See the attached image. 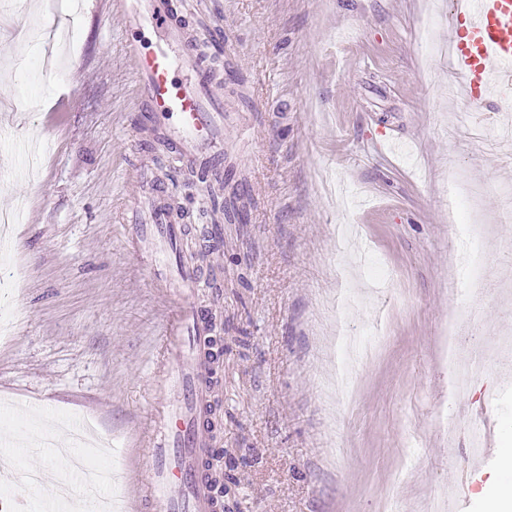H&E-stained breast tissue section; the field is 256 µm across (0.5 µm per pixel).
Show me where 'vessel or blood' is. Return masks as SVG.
<instances>
[{
	"mask_svg": "<svg viewBox=\"0 0 512 512\" xmlns=\"http://www.w3.org/2000/svg\"><path fill=\"white\" fill-rule=\"evenodd\" d=\"M133 25L162 33L164 42L144 50L140 41L124 46L134 65L136 129L140 137L162 138L178 170L224 177V104L213 93L210 71L175 0H123ZM449 39L454 47L452 71L472 100L512 85V0H464L453 9ZM183 69L184 80L173 77ZM141 194L129 209L135 229L128 243L161 269H173L174 301L165 377L183 397L176 410L159 413L151 428L147 454L152 480L140 493L141 512H222L208 462L213 445L211 401L213 364L222 349L213 339V321L195 298L203 282L201 268L177 255V242L189 214L173 209L167 184L155 180L149 166L139 170ZM168 248L158 254L155 244Z\"/></svg>",
	"mask_w": 512,
	"mask_h": 512,
	"instance_id": "1",
	"label": "vessel or blood"
}]
</instances>
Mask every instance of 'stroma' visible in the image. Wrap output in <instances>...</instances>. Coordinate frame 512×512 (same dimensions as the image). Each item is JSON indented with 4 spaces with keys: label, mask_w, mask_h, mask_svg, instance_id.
Masks as SVG:
<instances>
[{
    "label": "stroma",
    "mask_w": 512,
    "mask_h": 512,
    "mask_svg": "<svg viewBox=\"0 0 512 512\" xmlns=\"http://www.w3.org/2000/svg\"><path fill=\"white\" fill-rule=\"evenodd\" d=\"M430 0H191L193 20L225 43L214 90L224 104L228 189L244 220L222 224L203 262L218 280L202 302L216 313L221 385L215 416L224 512H418L444 485L453 512H487L483 486L512 448V362L486 363L466 398L450 393L449 320L475 332L461 356L512 337V296L499 279L512 223L497 220L507 150L449 140L452 69L419 37ZM156 46L113 0H83L64 66L30 86L20 61L0 79V131L45 140L35 167L0 159V205L23 212L1 263L21 274L11 336L0 339V403L45 407L91 425L110 451L114 481L99 497L129 501L148 479L145 434L177 403L163 376L172 302L148 261L126 244L121 219L137 193L128 39ZM75 92L72 111L53 113ZM462 170L482 192L472 242L448 221V179ZM192 211L183 247L213 224L196 177H173ZM357 225L391 283L389 300L350 310L345 329L380 326L378 350L344 397L330 383L337 360L333 301L370 287L336 228ZM480 257L486 291L465 283ZM489 433L481 464L465 432Z\"/></svg>",
    "instance_id": "35a3bbf8"
}]
</instances>
